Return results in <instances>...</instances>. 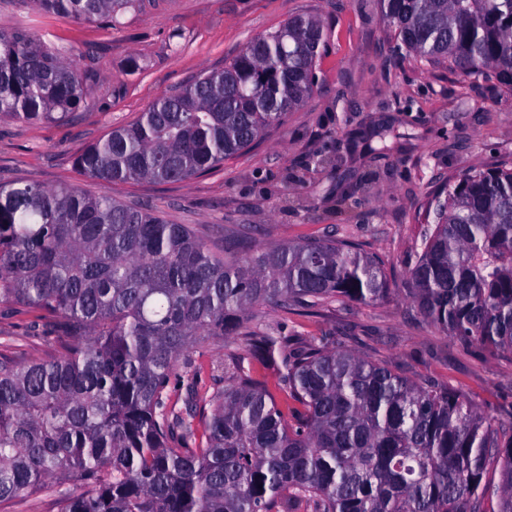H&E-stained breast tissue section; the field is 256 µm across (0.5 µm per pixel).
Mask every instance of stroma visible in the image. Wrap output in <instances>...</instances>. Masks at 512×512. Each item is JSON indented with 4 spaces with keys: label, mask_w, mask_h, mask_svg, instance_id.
Instances as JSON below:
<instances>
[{
    "label": "stroma",
    "mask_w": 512,
    "mask_h": 512,
    "mask_svg": "<svg viewBox=\"0 0 512 512\" xmlns=\"http://www.w3.org/2000/svg\"><path fill=\"white\" fill-rule=\"evenodd\" d=\"M303 13L321 19L327 39L314 94L283 126L211 172L183 182L121 183L112 196L149 203L218 246L225 234L245 229L258 245L330 237L377 256L393 289L389 298L332 303L314 315L266 309L260 323L284 322L305 343L339 334L358 355L409 377L430 376L462 389L478 411L511 417L512 353L446 335L421 317L404 285L422 249L427 199L467 169L512 160V95L459 82L447 64L400 57L377 0H140L112 26L0 0V30L37 35L74 59L88 77L90 101L61 124L1 120L0 182L99 192L74 165L84 145L134 122L162 93L223 68L251 40ZM389 124L401 134L391 151L351 167L311 165L312 154L334 153L356 133ZM367 169L377 173L371 188L337 206L340 192ZM231 347L218 338L194 355L200 398L223 388ZM53 352L36 312L0 316V353L28 362Z\"/></svg>",
    "instance_id": "1"
}]
</instances>
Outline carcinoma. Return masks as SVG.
I'll return each instance as SVG.
<instances>
[{"label": "carcinoma", "mask_w": 512, "mask_h": 512, "mask_svg": "<svg viewBox=\"0 0 512 512\" xmlns=\"http://www.w3.org/2000/svg\"><path fill=\"white\" fill-rule=\"evenodd\" d=\"M109 23L138 0H30ZM397 50L512 95V0H379ZM327 33L299 14L224 69L161 94L75 158L101 192L0 183V307L52 316L60 355L0 359V506L50 489L57 512H512V420L458 389L404 376L279 326L264 307L369 305L392 294L379 262L330 238L218 250L119 182L187 181L248 149L313 94ZM87 100L73 60L0 32V117L70 119ZM381 151L397 139L377 128ZM369 145L364 151L377 150ZM434 227L406 294L464 343L512 352V161L470 169L426 209ZM243 350L205 413L179 370L216 338ZM279 376L276 402L255 366ZM182 406H177V402ZM499 484L484 483L487 469Z\"/></svg>", "instance_id": "obj_1"}]
</instances>
